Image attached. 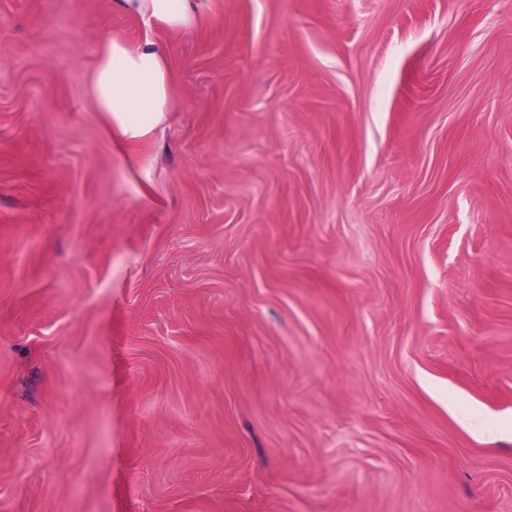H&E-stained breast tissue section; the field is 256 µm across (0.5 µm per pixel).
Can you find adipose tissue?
Returning a JSON list of instances; mask_svg holds the SVG:
<instances>
[{"mask_svg":"<svg viewBox=\"0 0 512 512\" xmlns=\"http://www.w3.org/2000/svg\"><path fill=\"white\" fill-rule=\"evenodd\" d=\"M113 6L140 19L148 34L134 42L102 41L89 95L93 111L107 115L122 141L133 144L151 135L171 107L165 52L152 32L194 29L203 0H114Z\"/></svg>","mask_w":512,"mask_h":512,"instance_id":"1","label":"adipose tissue"}]
</instances>
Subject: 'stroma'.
I'll return each mask as SVG.
<instances>
[{"label": "stroma", "mask_w": 512, "mask_h": 512, "mask_svg": "<svg viewBox=\"0 0 512 512\" xmlns=\"http://www.w3.org/2000/svg\"><path fill=\"white\" fill-rule=\"evenodd\" d=\"M112 0H0V512H512V0H207L167 121ZM89 95L92 111L107 115L123 142L151 135L171 107L163 48L149 32L135 42L104 39L89 77Z\"/></svg>", "instance_id": "obj_1"}]
</instances>
